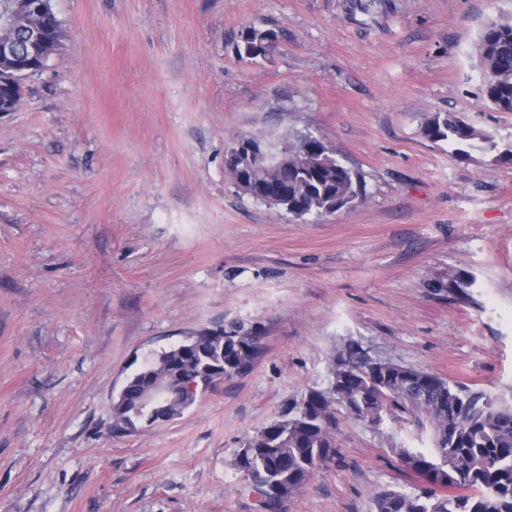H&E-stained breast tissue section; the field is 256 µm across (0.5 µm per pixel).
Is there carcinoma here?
I'll list each match as a JSON object with an SVG mask.
<instances>
[{"instance_id":"carcinoma-1","label":"carcinoma","mask_w":512,"mask_h":512,"mask_svg":"<svg viewBox=\"0 0 512 512\" xmlns=\"http://www.w3.org/2000/svg\"><path fill=\"white\" fill-rule=\"evenodd\" d=\"M282 32L248 27L235 45L238 57H270ZM478 68L485 100L500 112H512V22L492 20L478 42ZM20 106L22 85L0 73V98ZM422 134L433 142H479L494 150L497 143L451 113H436L422 125ZM288 168L280 174L255 175L268 187L283 189L288 212L302 210L321 216L343 208L362 195V175L338 158L335 149L299 133L284 145ZM254 333L252 323L233 321L219 331L192 336L186 343L162 351L128 376L129 395L112 400L113 429L127 431L139 424L137 395L159 379H189L203 366L224 364V379L251 371L264 352L261 343L246 344ZM343 365L329 366L327 378L288 405L281 416L248 437L237 468L259 497L260 507L278 512L274 490L288 483L300 487L313 475L315 460L325 463L335 454L338 415L379 427L385 421L409 424L431 433L432 447L421 448L403 440L389 448L408 473L451 470L444 490L399 487L382 490L375 498V512H512V402L450 382L440 375L371 360L357 342L340 351Z\"/></svg>"}]
</instances>
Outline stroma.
I'll return each instance as SVG.
<instances>
[{"label":"stroma","instance_id":"35a3bbf8","mask_svg":"<svg viewBox=\"0 0 512 512\" xmlns=\"http://www.w3.org/2000/svg\"><path fill=\"white\" fill-rule=\"evenodd\" d=\"M360 2L52 0L61 47L0 112V512H258L239 449L351 340L512 398V112L477 57L512 0ZM250 26L282 30L269 58L235 55ZM436 112L497 150L425 139ZM299 131L362 198L298 220L226 179L237 137ZM235 319L264 336L251 372L113 430L129 375ZM407 435L341 418L287 512L415 488L389 452Z\"/></svg>","mask_w":512,"mask_h":512}]
</instances>
